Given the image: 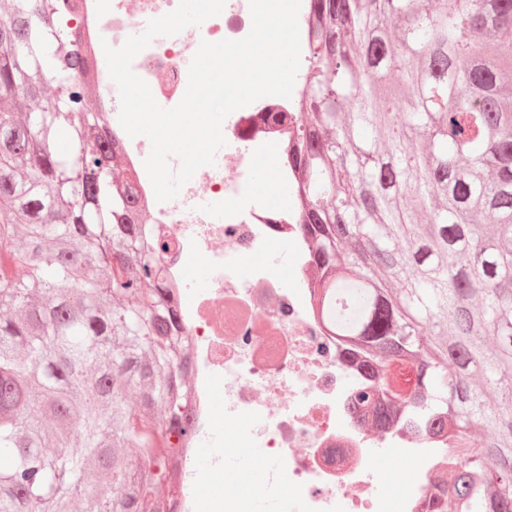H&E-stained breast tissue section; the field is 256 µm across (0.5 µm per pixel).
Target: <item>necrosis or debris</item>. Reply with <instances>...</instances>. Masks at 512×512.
Masks as SVG:
<instances>
[{
  "instance_id": "necrosis-or-debris-1",
  "label": "necrosis or debris",
  "mask_w": 512,
  "mask_h": 512,
  "mask_svg": "<svg viewBox=\"0 0 512 512\" xmlns=\"http://www.w3.org/2000/svg\"><path fill=\"white\" fill-rule=\"evenodd\" d=\"M179 0H82L73 25L88 50L115 38L141 15L161 17ZM252 25L249 0H226L221 14L203 28L160 37L132 62L148 85L185 91L191 60L201 41L238 40ZM292 101L267 96L224 120L227 145L215 163L200 168L176 198H155L144 161L151 144L130 137L120 122L112 138L122 153L116 167L134 169L145 201L143 220L168 240L162 258L164 282L177 288L183 333L193 347L194 379L191 448L179 471L177 512H195V491L204 471L224 465L226 448H261L271 483H287L283 512H423L422 495L448 480L457 462V441L448 432L407 430L394 422L379 428L352 405L356 378L336 339L313 307L309 242L296 222V205L268 207L250 190L257 165H277L291 126L270 114L288 111ZM224 213L215 222L213 209ZM294 247L288 266L251 264L259 252ZM203 259L210 279L196 287L185 274L187 261ZM224 422V438H213V423ZM212 448L207 467L194 448ZM386 448L419 461L412 489L401 496L387 488L384 473L369 463L371 449Z\"/></svg>"
}]
</instances>
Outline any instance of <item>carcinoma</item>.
Wrapping results in <instances>:
<instances>
[{
  "label": "carcinoma",
  "instance_id": "carcinoma-1",
  "mask_svg": "<svg viewBox=\"0 0 512 512\" xmlns=\"http://www.w3.org/2000/svg\"><path fill=\"white\" fill-rule=\"evenodd\" d=\"M70 18L59 0L0 14V512H68L76 492L91 512H174L156 487L188 444L190 344L160 282L167 242L132 180L99 178L116 156L103 107L74 83L43 95L87 66ZM307 32L296 111L275 119L294 129L316 311L374 375L360 405L458 438L426 512H512V0H308Z\"/></svg>",
  "mask_w": 512,
  "mask_h": 512
}]
</instances>
